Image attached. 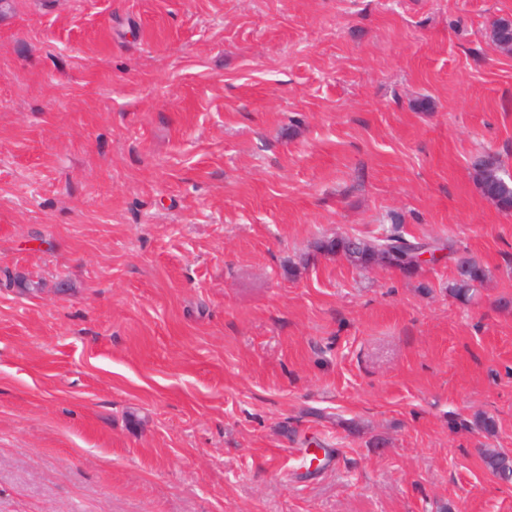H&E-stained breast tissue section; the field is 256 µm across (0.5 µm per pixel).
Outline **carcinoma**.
Instances as JSON below:
<instances>
[{
  "label": "carcinoma",
  "instance_id": "1",
  "mask_svg": "<svg viewBox=\"0 0 512 512\" xmlns=\"http://www.w3.org/2000/svg\"><path fill=\"white\" fill-rule=\"evenodd\" d=\"M492 38L500 46L512 48V21L498 20L492 29ZM475 179L482 194L504 210L512 209V180L505 179L502 163L498 156L485 154L473 163ZM420 246L415 239L406 238L400 231V223L392 224L387 233L371 242L360 241L355 249H349L345 238L320 239L315 250L325 255L343 257L351 265L366 268L375 264L397 269L405 274H414L420 265L414 260L413 249ZM441 248L448 249L457 264V278L452 285V294L462 302H469L475 293V284L485 277V270L474 258L465 254H455L447 244L440 243ZM482 462L486 470L497 477L507 475L512 478V455L498 449L487 448L482 452Z\"/></svg>",
  "mask_w": 512,
  "mask_h": 512
}]
</instances>
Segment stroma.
<instances>
[{"label":"stroma","instance_id":"stroma-1","mask_svg":"<svg viewBox=\"0 0 512 512\" xmlns=\"http://www.w3.org/2000/svg\"><path fill=\"white\" fill-rule=\"evenodd\" d=\"M502 18L6 0L0 512H512V210L472 168L512 175ZM395 218L472 302L314 248ZM473 169L482 194L500 208L512 209V180L505 179L499 157L481 155L474 161ZM457 264V278L452 285V294L462 302H470L475 293V284L485 277V270L474 258L465 254L454 257ZM486 470L497 477L505 475L512 478V455L498 449L486 448L481 455Z\"/></svg>","mask_w":512,"mask_h":512}]
</instances>
